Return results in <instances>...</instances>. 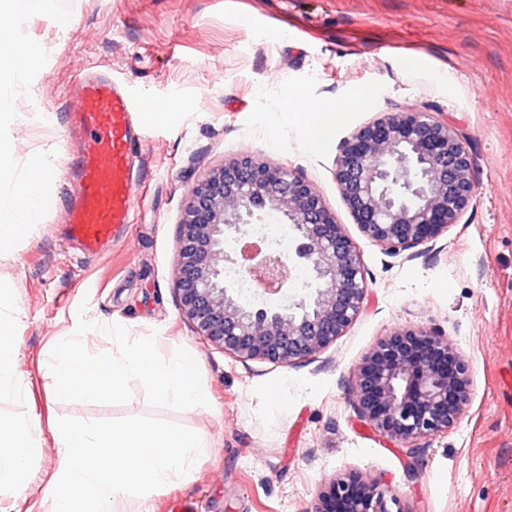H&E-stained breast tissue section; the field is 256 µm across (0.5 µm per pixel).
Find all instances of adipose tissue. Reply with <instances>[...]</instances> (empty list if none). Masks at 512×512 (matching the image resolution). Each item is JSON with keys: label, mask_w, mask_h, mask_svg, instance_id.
<instances>
[{"label": "adipose tissue", "mask_w": 512, "mask_h": 512, "mask_svg": "<svg viewBox=\"0 0 512 512\" xmlns=\"http://www.w3.org/2000/svg\"><path fill=\"white\" fill-rule=\"evenodd\" d=\"M42 15L64 25L56 12L55 0H0V77H18L36 66L41 50L34 45L18 46L15 32L8 26L11 18ZM14 180L16 193L27 196L19 210H11L0 202V258L11 255L12 245L22 234H35L41 222L44 196L27 194V177H15L12 171L1 168L0 181ZM117 347L112 357L101 362H89L82 339L62 337L47 363L46 376L57 393L68 394L73 388L96 397L120 395L133 381L152 383L156 394L171 398L188 407L203 405L205 396L197 384V364L190 355L180 354L159 363L153 358V346L141 342L128 346L126 337H115ZM40 446L35 434V422L20 417L0 422V485L19 482L27 464Z\"/></svg>", "instance_id": "1"}]
</instances>
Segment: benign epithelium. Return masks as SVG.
<instances>
[{"label":"benign epithelium","instance_id":"7a95c632","mask_svg":"<svg viewBox=\"0 0 512 512\" xmlns=\"http://www.w3.org/2000/svg\"><path fill=\"white\" fill-rule=\"evenodd\" d=\"M336 182L362 233L397 255L458 224L474 193L466 137L448 121L405 107L365 124L336 157ZM276 214L291 247L274 243L238 260L253 224ZM304 268L307 292L288 296L284 270ZM263 270L245 303L235 274ZM175 288L198 335L240 360L289 366L321 353L363 309L355 245L315 188L289 168L251 156L224 161L188 196L180 221ZM357 411L380 434L413 442L446 431L470 400L468 363L431 329L410 326L379 342L352 370ZM391 512L385 493L354 473L335 479L314 512Z\"/></svg>","mask_w":512,"mask_h":512}]
</instances>
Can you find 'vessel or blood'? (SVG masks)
Instances as JSON below:
<instances>
[{
    "label": "vessel or blood",
    "instance_id": "b4317fda",
    "mask_svg": "<svg viewBox=\"0 0 512 512\" xmlns=\"http://www.w3.org/2000/svg\"><path fill=\"white\" fill-rule=\"evenodd\" d=\"M78 109L71 125L79 146L72 159L66 210L68 241L100 255L130 224L139 185L136 123L140 107L123 85L87 65L76 76Z\"/></svg>",
    "mask_w": 512,
    "mask_h": 512
}]
</instances>
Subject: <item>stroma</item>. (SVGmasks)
<instances>
[{
    "label": "stroma",
    "instance_id": "35a3bbf8",
    "mask_svg": "<svg viewBox=\"0 0 512 512\" xmlns=\"http://www.w3.org/2000/svg\"><path fill=\"white\" fill-rule=\"evenodd\" d=\"M60 28L29 16L19 44L40 65L11 89V165L54 148L38 235L0 260L27 315L9 330L20 394L0 395V420L35 417L41 446L22 484L0 488V512H51L63 451L53 430L81 420L152 416L206 436L191 477L152 495L197 512H314L348 473L386 488L401 512H512V0H56ZM146 119L142 180L131 224L107 254L62 239L74 140L66 114L86 61ZM363 100L360 109L353 100ZM406 106L447 119L468 138L475 194L459 224L390 257L367 239L336 184L335 161L360 126ZM335 107L324 144L302 116ZM251 155L313 185L356 245L367 296L346 332L289 366L242 362L198 336L175 289L180 220L190 190L224 160ZM447 336L471 367V399L447 432L409 444L381 435L356 409L353 368L394 330ZM154 342L158 360L198 362L208 404L185 407L139 382L116 397L54 396L44 366L60 337L86 338V356Z\"/></svg>",
    "mask_w": 512,
    "mask_h": 512
}]
</instances>
